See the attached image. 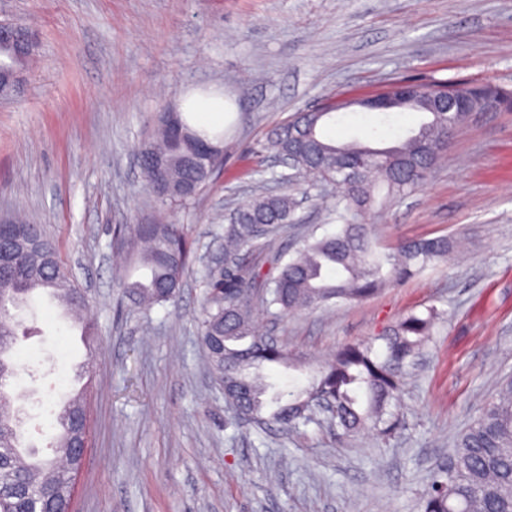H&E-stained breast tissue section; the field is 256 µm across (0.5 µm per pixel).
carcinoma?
Listing matches in <instances>:
<instances>
[{
	"label": "carcinoma",
	"mask_w": 512,
	"mask_h": 512,
	"mask_svg": "<svg viewBox=\"0 0 512 512\" xmlns=\"http://www.w3.org/2000/svg\"><path fill=\"white\" fill-rule=\"evenodd\" d=\"M21 37L27 45L22 54L12 45L0 46L9 68L26 66L38 48L28 28H22ZM468 89L475 104L487 96L512 99V90L495 84ZM323 118L312 112L296 114L273 130L267 148L276 157L293 156L298 173L312 182L341 189L335 207L336 230L320 238L301 239L294 257L284 263L276 256V273L264 275L259 259L268 251V231L294 223L296 199L286 192L266 194L229 212L224 269L208 274L201 340L216 378L233 376L245 385V396L233 402L241 414L260 420L264 409L273 405L269 418L295 429L313 422L317 403L328 400L335 406L330 426L336 431L351 435L370 426L388 436L397 429L396 407L407 370L440 320L437 309L404 316L378 337L379 347L373 341L343 345L316 369L306 388L288 392L284 403L279 394L267 397L270 385L260 368L290 365L293 359L279 343L257 333L255 305L265 306L274 316H286L337 302L362 301L444 258L449 246L446 236L404 241L379 253L365 221L375 202L376 185L387 188L389 203L417 190L448 147L451 132L465 124L469 115L456 113L450 122L448 115L432 112L417 131L389 148H373L357 139L326 141L317 131ZM144 146L169 159L166 178L171 183L188 177L183 163L187 145L172 139L165 127L157 125ZM112 249L148 269L147 282L124 284L144 309L171 299L167 289L179 287L191 260L188 239L175 225L161 222L116 225ZM248 251L255 255L251 263L241 260ZM48 256L58 258L57 250L42 233L35 249L0 270V512H34L47 493L55 512H69L78 462L65 465L60 456L74 445L76 436L87 435L85 403L76 396L57 413L61 432L51 443L57 457L28 461L15 443L19 409L3 391L5 383L18 374L17 363L3 358L20 327L11 304L50 286L62 305L74 311L84 306L75 300L62 265H57V276L49 274L44 267ZM421 512H512V379L501 385L458 437L448 465L438 468L429 480Z\"/></svg>",
	"instance_id": "cac0c4a2"
}]
</instances>
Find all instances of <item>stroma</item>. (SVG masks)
Wrapping results in <instances>:
<instances>
[{"mask_svg":"<svg viewBox=\"0 0 512 512\" xmlns=\"http://www.w3.org/2000/svg\"><path fill=\"white\" fill-rule=\"evenodd\" d=\"M0 21L33 29L36 63L0 104V216L40 225L87 296L93 333L38 300L17 331L10 385L23 428L51 455L54 412L83 372L89 447L72 512H420L457 435L512 376V109L473 117L413 194L376 205L381 246L447 235L463 242L405 283L360 302L256 322L312 363L433 307L443 320L406 380L402 426L337 436L239 415L201 344L210 269L224 264V216L255 196L291 191L296 222L278 244L334 231L335 199L286 186L258 160L270 131L328 98L395 81L488 82L512 89V0H0ZM224 92V160L185 208L144 187L138 150L165 108ZM424 115L350 107L324 127L337 142L396 144ZM181 225L194 258L168 302L126 296L141 279L112 260V227Z\"/></svg>","mask_w":512,"mask_h":512,"instance_id":"stroma-1","label":"stroma"}]
</instances>
